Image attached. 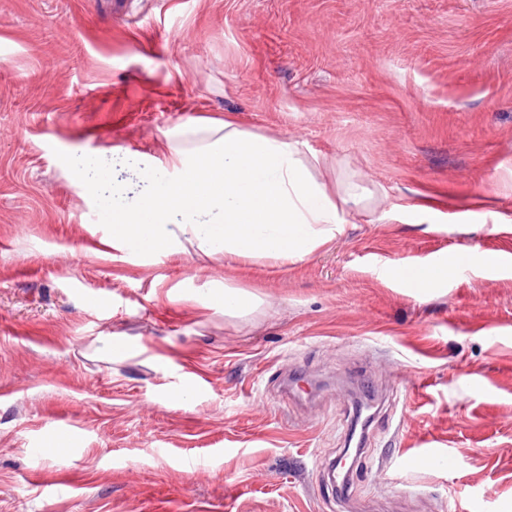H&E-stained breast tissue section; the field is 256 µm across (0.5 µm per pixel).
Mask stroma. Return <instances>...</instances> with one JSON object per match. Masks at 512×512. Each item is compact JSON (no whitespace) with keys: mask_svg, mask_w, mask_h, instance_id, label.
Returning a JSON list of instances; mask_svg holds the SVG:
<instances>
[{"mask_svg":"<svg viewBox=\"0 0 512 512\" xmlns=\"http://www.w3.org/2000/svg\"><path fill=\"white\" fill-rule=\"evenodd\" d=\"M224 117L362 210L283 266L106 245L73 163ZM0 512H512V0H0ZM224 313H245L256 303L254 297L240 289L224 287Z\"/></svg>","mask_w":512,"mask_h":512,"instance_id":"35a3bbf8","label":"stroma"}]
</instances>
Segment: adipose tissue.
I'll use <instances>...</instances> for the list:
<instances>
[{
  "instance_id": "ef3b65f1",
  "label": "adipose tissue",
  "mask_w": 512,
  "mask_h": 512,
  "mask_svg": "<svg viewBox=\"0 0 512 512\" xmlns=\"http://www.w3.org/2000/svg\"><path fill=\"white\" fill-rule=\"evenodd\" d=\"M174 177L152 188L154 169L139 171L134 206L112 210L113 249L146 252L197 247L208 256H261L285 264L332 242L360 206L358 182L318 180L321 159L303 160L299 144L254 134L235 120L188 122L165 135Z\"/></svg>"
}]
</instances>
